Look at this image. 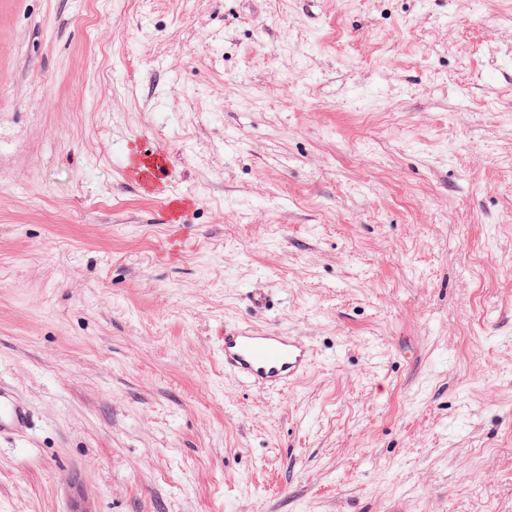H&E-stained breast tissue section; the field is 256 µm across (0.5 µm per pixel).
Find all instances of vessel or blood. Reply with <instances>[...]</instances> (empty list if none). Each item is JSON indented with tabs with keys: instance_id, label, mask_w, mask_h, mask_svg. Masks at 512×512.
Returning <instances> with one entry per match:
<instances>
[{
	"instance_id": "b4317fda",
	"label": "vessel or blood",
	"mask_w": 512,
	"mask_h": 512,
	"mask_svg": "<svg viewBox=\"0 0 512 512\" xmlns=\"http://www.w3.org/2000/svg\"><path fill=\"white\" fill-rule=\"evenodd\" d=\"M313 358L310 344L277 330L239 329L224 335V370L269 390L299 379ZM25 415L9 390L0 387V433L22 426Z\"/></svg>"
}]
</instances>
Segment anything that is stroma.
I'll use <instances>...</instances> for the list:
<instances>
[{
  "label": "stroma",
  "mask_w": 512,
  "mask_h": 512,
  "mask_svg": "<svg viewBox=\"0 0 512 512\" xmlns=\"http://www.w3.org/2000/svg\"><path fill=\"white\" fill-rule=\"evenodd\" d=\"M0 384V512H512V0H0ZM312 358L310 344L287 332L239 329L224 333V371L270 391L299 379ZM25 424V415L9 390L0 386V433Z\"/></svg>",
  "instance_id": "stroma-1"
}]
</instances>
